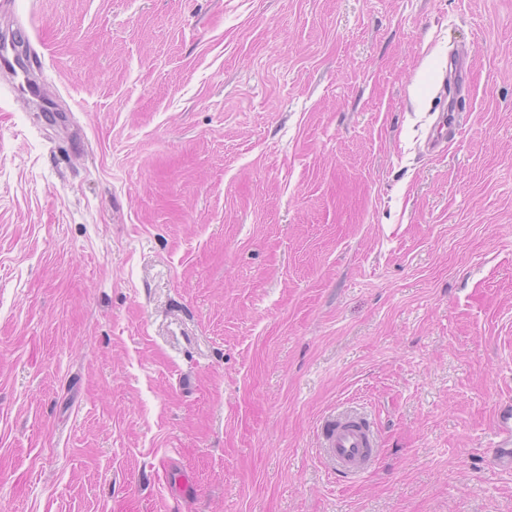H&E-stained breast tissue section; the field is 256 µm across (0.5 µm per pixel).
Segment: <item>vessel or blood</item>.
I'll list each match as a JSON object with an SVG mask.
<instances>
[{
  "instance_id": "obj_1",
  "label": "vessel or blood",
  "mask_w": 512,
  "mask_h": 512,
  "mask_svg": "<svg viewBox=\"0 0 512 512\" xmlns=\"http://www.w3.org/2000/svg\"><path fill=\"white\" fill-rule=\"evenodd\" d=\"M319 453L337 476L352 479L367 472L376 457L377 439L366 417L354 408L333 412L321 424ZM494 466L512 470V407H500L491 444Z\"/></svg>"
}]
</instances>
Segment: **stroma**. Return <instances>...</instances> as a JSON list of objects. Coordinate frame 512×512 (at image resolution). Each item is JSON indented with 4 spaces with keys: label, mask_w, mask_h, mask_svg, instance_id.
Wrapping results in <instances>:
<instances>
[{
    "label": "stroma",
    "mask_w": 512,
    "mask_h": 512,
    "mask_svg": "<svg viewBox=\"0 0 512 512\" xmlns=\"http://www.w3.org/2000/svg\"><path fill=\"white\" fill-rule=\"evenodd\" d=\"M0 512H512V0H0ZM462 132L430 152L452 54ZM371 415L372 471L319 457ZM490 448L493 450V465L512 470V409L509 405L498 410L497 428ZM321 434L319 453L328 470L352 479L371 468L377 454L376 435L368 419L353 407L327 416Z\"/></svg>",
    "instance_id": "obj_1"
}]
</instances>
